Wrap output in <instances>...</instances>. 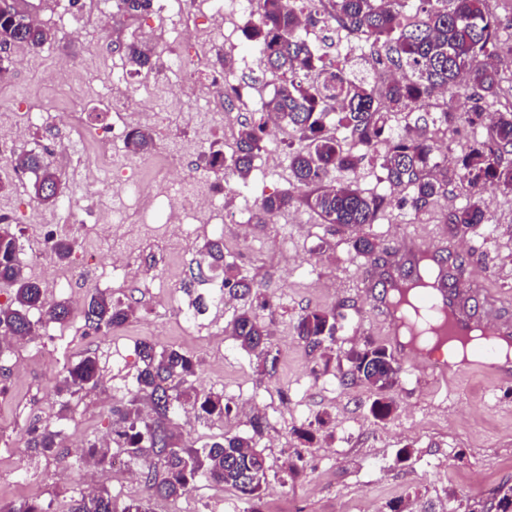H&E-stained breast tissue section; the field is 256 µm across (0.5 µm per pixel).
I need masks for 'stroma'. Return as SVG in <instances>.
<instances>
[{"label":"stroma","instance_id":"obj_1","mask_svg":"<svg viewBox=\"0 0 512 512\" xmlns=\"http://www.w3.org/2000/svg\"><path fill=\"white\" fill-rule=\"evenodd\" d=\"M75 2L89 20L86 32L61 27L55 41L41 48L16 44L0 55V124L21 121L29 110L57 116L55 125L31 129L18 151L54 158L67 145L65 123L72 112L81 113L91 134L111 136L118 119L109 107L113 85L108 66L123 57L125 44H146L167 35L173 19L172 13L155 10L126 13L117 9L115 0ZM195 2L177 0L182 15L195 21L193 36L182 47L185 59L193 65L211 63L217 54L231 52L239 61L237 86L243 93L255 91L267 98L273 81L256 79L252 68L241 63L253 55L242 34L246 16L209 21L198 17ZM180 78L179 72L158 62L130 73L125 89L140 100V124L152 128L156 141L197 143L187 161L192 170L209 151L232 153L238 128L225 124L219 97L201 96L193 107L170 109L171 89ZM155 111L167 113L165 127H153L150 115ZM485 134V126L461 120L449 122L438 133L448 192L419 211L403 203L402 192L390 190L372 159L363 160L356 171L361 187L387 196L383 214L366 228L378 243L381 262H390L393 252L407 243L436 244L453 280L484 290L512 291V193L485 191L489 226L463 233L446 221L450 209L466 202L459 161ZM297 142L294 132L279 126L269 131L266 141L267 148L281 156L277 168L265 167L259 156L243 180L225 179L220 171L207 173L213 185L223 189L219 204L242 213V223L224 227V259L252 279L270 302L258 315L269 325V346L276 358L272 371L262 369L232 336L231 322L242 304L213 300L218 274L209 271L204 283L191 282L198 272L199 248L211 236L203 225H189L190 245L174 243L163 256L165 287L147 292L121 280L102 285L89 265L58 288L55 277L67 274L70 263L52 257L38 265L33 256L48 225L66 221L68 203H80L86 226L74 238L78 253L97 255L109 249V241L98 232L102 211L120 217L113 234L134 241L143 238L145 214L126 198L89 192L88 183L103 173L85 163L62 171V201L39 205L31 191L32 174L0 160V217L18 238L24 272L38 281L47 300L71 305L76 328L74 335L63 338L43 329L36 340L0 356V383L8 388L7 396L0 397V503L35 498L53 512H66L90 472L95 489L122 500L149 501L152 512H389L393 504L403 512H472L490 504L501 486H512V384L490 389L482 379L470 377L450 389L418 371L410 351L395 357L399 379L385 394L393 410L380 420L371 412L378 396L373 388L339 385L336 366H325L320 353L310 352L298 340L295 324L303 310L336 308L344 318L333 355L368 340L385 342L375 308L378 291L365 279L373 263L355 254L351 239L356 229L322 224L306 205V191L294 182L286 162L290 146ZM242 188L261 199L288 192L295 203L260 224L257 206H245L239 196ZM36 210L43 223H29ZM98 290L134 307L122 327L97 332L86 326L81 311ZM198 294L206 300L203 312L190 323L175 317L170 302L188 312ZM143 342L189 354L198 363L199 388L223 392L228 400L231 412L225 419L185 425L191 438L205 441L224 432L247 433L250 417L244 406H265L266 428L259 447L268 467V486L261 499L201 484L172 503L153 497L137 473L90 470L82 446L88 439L110 440V410L125 401L135 381L136 349ZM89 352L99 360L100 383L80 400L65 402L57 392L64 368ZM59 415L68 418V437L58 455L22 450L32 421L45 423Z\"/></svg>","mask_w":512,"mask_h":512}]
</instances>
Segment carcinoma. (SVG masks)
<instances>
[{"mask_svg": "<svg viewBox=\"0 0 512 512\" xmlns=\"http://www.w3.org/2000/svg\"><path fill=\"white\" fill-rule=\"evenodd\" d=\"M486 0H329L330 20L362 42L368 53L361 60L370 74L354 72V58L346 54L329 62L314 55L299 35L303 10L292 0H257V18L244 30L245 37L259 46L264 70L276 81L273 94L262 109L278 115L304 146L289 151V168L296 183L310 190L306 204L324 224L338 227L374 224L384 210L386 196L368 192L354 179L337 184L325 180L333 172H356L370 156L393 188L408 192L405 202L419 210L447 191V181L435 172L441 161L432 144V131L448 126L457 117L471 125L482 123L484 108L498 105L495 119L483 141L461 160L460 180L466 189V204L448 211V223L460 231L489 223L482 194L489 186L512 192V99L502 93L503 77L495 62L501 23L485 9ZM57 37L48 27L15 9L0 13V45L24 43L39 48ZM131 65L151 64L153 50L131 43L125 47ZM442 89L465 98L470 107L457 114L443 108L424 110L434 92ZM417 112L414 123L401 129L393 122L398 115ZM267 130L257 121L241 125L236 148L230 156L220 149L204 157L205 166L222 170L229 177L246 179L263 146ZM351 139L363 152L342 146ZM125 147L132 155L155 149L152 130L135 127L126 134ZM17 167L32 173L34 198L54 205L64 196L53 164L35 151L18 159ZM294 197L288 192L262 199L265 217L287 210ZM354 250L371 259L378 245L366 236L353 241ZM20 245L10 225H0V284L13 287L10 303L0 306V333L17 339L38 335L46 323L64 325L73 315L65 301H46L42 288L24 275L19 260ZM198 268L223 273L224 294L244 302L234 318L231 333L240 348L268 365L269 326L252 311L253 304L267 306L253 283L234 266L224 263V240L206 241L199 250ZM39 314L33 319V314ZM134 313L131 305L103 294L91 296L83 310L85 323L96 331L122 326ZM343 315L334 309H309L296 322L298 338L317 350L336 342ZM140 369L136 386L120 408L112 409V447L95 440L84 453L101 468L112 465V456L123 455L140 468L154 495L176 501L205 480L230 487L249 498H259L267 482V466L258 438L263 420L251 422L252 433L221 435L202 443L184 440L175 417L185 411L198 422L224 418L231 411L224 393H202L195 385L197 362L175 348H157L151 343L137 347ZM347 369L339 370L344 385L366 383L386 392L398 382L400 368L392 354L369 343L343 354ZM99 382L98 358L91 354L65 368L60 393L79 398ZM150 401L152 412L143 409ZM64 438L56 422L34 425L27 432L25 448L52 454ZM8 512H50L37 500L6 505ZM67 512H152L149 501H118L107 491L79 493Z\"/></svg>", "mask_w": 512, "mask_h": 512, "instance_id": "obj_1", "label": "carcinoma"}]
</instances>
